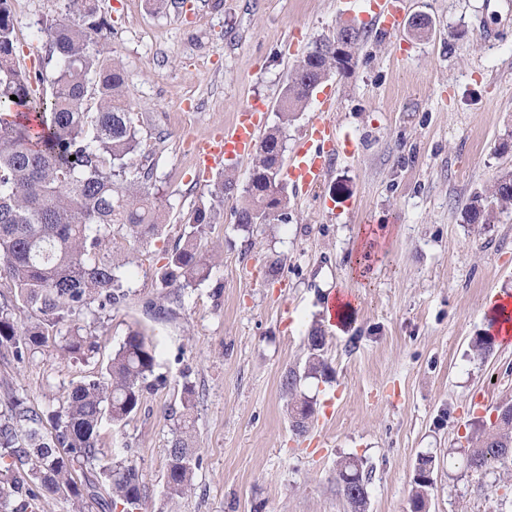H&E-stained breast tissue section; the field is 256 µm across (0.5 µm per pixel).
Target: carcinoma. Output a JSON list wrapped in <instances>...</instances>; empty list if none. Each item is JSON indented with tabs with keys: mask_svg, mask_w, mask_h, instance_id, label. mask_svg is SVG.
<instances>
[{
	"mask_svg": "<svg viewBox=\"0 0 512 512\" xmlns=\"http://www.w3.org/2000/svg\"><path fill=\"white\" fill-rule=\"evenodd\" d=\"M98 0H67V11L81 19L52 20L40 32L55 57L51 80L31 74L18 62L12 0H0V359L20 364L51 346L65 360H87L98 352L87 319L124 298L120 263L112 256L117 239L148 242L159 235L161 211L148 185L153 166L142 149L127 95L128 76L107 42V23ZM360 28L342 22L293 66L279 100L278 125L257 148L235 223L248 229L262 208H287L276 196L284 163L282 130L310 99L309 87L324 72L347 74L355 64ZM348 51L336 57V39ZM48 85L36 93L33 85ZM16 96L17 100L10 99ZM75 160H70V157ZM237 184L222 178L208 205L191 211L183 244L166 253L159 280L164 288H184L209 276L216 253L201 240L214 223L224 197ZM512 206V173L497 178L490 195L476 193L464 209L467 223L488 221L489 206ZM325 332L314 325L306 336L303 372L287 370L281 389L295 433L307 431L313 402L301 382L328 376L323 358ZM157 365L156 346L130 331L113 353L108 377L90 378L71 388L67 400L43 414L27 405L0 377V512H31L43 498L62 495L71 512H139L142 477L120 454L101 446L107 421L124 424L135 414ZM194 389H183L181 408L171 411L177 427L168 448L166 497L175 502L193 486L202 463L194 446ZM494 431H475L463 462L476 471L512 460V402ZM336 480L352 512H365L368 478L363 462L341 460Z\"/></svg>",
	"mask_w": 512,
	"mask_h": 512,
	"instance_id": "obj_1",
	"label": "carcinoma"
}]
</instances>
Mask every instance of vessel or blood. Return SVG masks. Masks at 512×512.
I'll list each match as a JSON object with an SVG mask.
<instances>
[{"mask_svg":"<svg viewBox=\"0 0 512 512\" xmlns=\"http://www.w3.org/2000/svg\"><path fill=\"white\" fill-rule=\"evenodd\" d=\"M370 10L386 33L399 25L400 13L389 0H371ZM261 133V115L255 106L237 112L232 126L208 136L197 144V159L201 170L230 157H245L252 153ZM339 142L334 122L318 115L306 137L294 148L288 160V178L300 190L317 187L325 178L335 145Z\"/></svg>","mask_w":512,"mask_h":512,"instance_id":"obj_1","label":"vessel or blood"}]
</instances>
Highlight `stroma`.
<instances>
[{
	"mask_svg": "<svg viewBox=\"0 0 512 512\" xmlns=\"http://www.w3.org/2000/svg\"><path fill=\"white\" fill-rule=\"evenodd\" d=\"M402 24L384 33L364 0H100L112 49L129 77L133 118L154 163L152 191L165 219L124 267L126 296L101 313L89 361L52 354L4 373L43 412L73 385L104 373L136 328L158 364L137 414L104 425L105 448L143 475L142 512H350L336 482L340 457L362 458L367 512H410L418 455L436 456L428 512H512V467L459 468L449 449L472 423L512 400V343L480 357L490 304L512 296V210L470 224L464 206L512 170V0H400ZM19 61L52 72L43 20L66 0H13ZM428 17L425 34L408 26ZM366 30L357 63L329 76L283 131L293 150L329 111L347 154L313 191L287 185L288 219L243 231L226 200L204 240L221 260L191 288L162 287L164 251L180 243L194 203L209 200L220 169L198 172L188 139L231 125L248 103L264 127L293 65L342 20ZM373 236L368 278L351 259ZM279 260L275 278L265 267ZM348 295L342 323L327 325L331 294ZM323 324L331 380L301 390L316 403L296 436L280 381L302 369L306 336ZM196 393L193 435L203 463L190 492L168 502L164 485L184 385Z\"/></svg>",
	"mask_w": 512,
	"mask_h": 512,
	"instance_id": "1",
	"label": "stroma"
}]
</instances>
